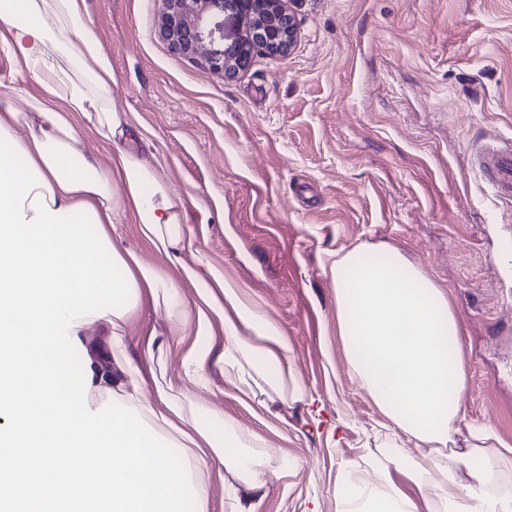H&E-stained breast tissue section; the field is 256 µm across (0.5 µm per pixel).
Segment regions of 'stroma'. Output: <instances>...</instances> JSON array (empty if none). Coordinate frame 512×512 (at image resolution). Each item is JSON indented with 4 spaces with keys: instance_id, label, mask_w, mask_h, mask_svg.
Instances as JSON below:
<instances>
[{
    "instance_id": "obj_1",
    "label": "stroma",
    "mask_w": 512,
    "mask_h": 512,
    "mask_svg": "<svg viewBox=\"0 0 512 512\" xmlns=\"http://www.w3.org/2000/svg\"><path fill=\"white\" fill-rule=\"evenodd\" d=\"M112 60V94L155 148L186 215L183 261L209 265L281 332L304 395L237 392L213 362L200 403L266 450L263 489L213 473L208 512H337L344 479L409 460L350 371L331 266L353 248L397 250L446 294L467 373L463 421L512 446V203L489 201L468 166L489 138L512 140V0H286L301 39L236 77L171 51L161 0H85ZM167 342L141 362L146 389L181 390L195 325L143 306L126 326Z\"/></svg>"
}]
</instances>
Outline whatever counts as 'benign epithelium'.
<instances>
[{"instance_id":"benign-epithelium-1","label":"benign epithelium","mask_w":512,"mask_h":512,"mask_svg":"<svg viewBox=\"0 0 512 512\" xmlns=\"http://www.w3.org/2000/svg\"><path fill=\"white\" fill-rule=\"evenodd\" d=\"M161 34L172 50L197 55L212 70L234 77L246 68L254 53L270 57L284 56L300 37V28L293 14L281 5V0H266L262 12L255 14L254 22L245 38L228 46L216 40L202 24L203 14L217 12L250 14L247 3L256 0H163Z\"/></svg>"}]
</instances>
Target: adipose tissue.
Returning <instances> with one entry per match:
<instances>
[{"label":"adipose tissue","mask_w":512,"mask_h":512,"mask_svg":"<svg viewBox=\"0 0 512 512\" xmlns=\"http://www.w3.org/2000/svg\"><path fill=\"white\" fill-rule=\"evenodd\" d=\"M84 0H0V46L38 88L14 95L28 109L0 107V512H47L48 503L81 499L88 487L110 496L112 512H208V486L188 460L214 455L253 490L264 485L260 441L246 443L236 420L211 408L199 429L189 392L158 390L148 400L127 353L125 323L142 300L183 321L196 316L195 339L183 357L188 381L209 383L210 316L224 318L220 360L242 392L264 382L280 399L302 387L278 328L221 284L214 296L179 258L183 216L170 197L150 142H139L112 98V61L87 31ZM60 102L47 109L45 100ZM27 138L16 134L18 126ZM86 126L112 148L101 166L81 146ZM131 214L143 240L179 267L197 288L188 310L178 277L118 251L110 230ZM356 248L331 269L336 318L351 371L397 432L414 439L405 469L432 495L413 497L384 481L381 489L343 484L339 512H512V488L494 434L468 427L465 450L449 442L460 427L465 371L459 323L444 291L400 253L386 264ZM109 330L80 375L67 373L60 336ZM103 393L112 417L85 413L81 396Z\"/></svg>","instance_id":"ef3b65f1"}]
</instances>
